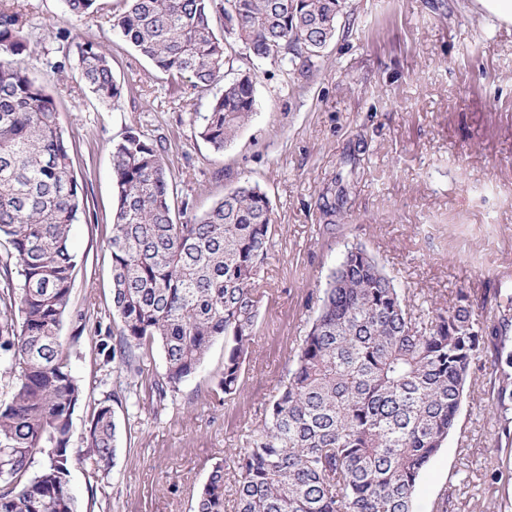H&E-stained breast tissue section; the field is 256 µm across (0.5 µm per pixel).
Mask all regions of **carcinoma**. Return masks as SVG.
<instances>
[{"label": "carcinoma", "mask_w": 512, "mask_h": 512, "mask_svg": "<svg viewBox=\"0 0 512 512\" xmlns=\"http://www.w3.org/2000/svg\"><path fill=\"white\" fill-rule=\"evenodd\" d=\"M73 24L97 0H60ZM341 0H124L112 32L171 85L224 89L200 115L199 137L220 154L254 115L255 73L234 70L237 49L310 68L336 37ZM29 0H0V512H78L70 468L89 486L110 471L116 424L95 401L72 447L71 416L85 394L58 332L77 256L72 224L84 187L72 168L55 97L29 70ZM222 19V32L214 19ZM78 88L104 104L125 88L98 43L76 44ZM165 147L128 128L112 146L114 342L103 364L145 373L140 350L157 343L159 399L194 376L224 341V368L208 392L234 398L258 320V288L275 226L266 193L244 182L198 214L175 220ZM483 341L466 297L416 317L406 295L361 247L349 248L261 427L235 459L237 512H412L416 484L454 429ZM43 462L30 473L35 455ZM194 512H224V467H213Z\"/></svg>", "instance_id": "cac0c4a2"}]
</instances>
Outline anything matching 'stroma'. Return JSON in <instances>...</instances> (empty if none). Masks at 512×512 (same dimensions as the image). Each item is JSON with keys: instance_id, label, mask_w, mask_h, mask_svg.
Returning a JSON list of instances; mask_svg holds the SVG:
<instances>
[{"instance_id": "1", "label": "stroma", "mask_w": 512, "mask_h": 512, "mask_svg": "<svg viewBox=\"0 0 512 512\" xmlns=\"http://www.w3.org/2000/svg\"><path fill=\"white\" fill-rule=\"evenodd\" d=\"M30 69L47 81L73 164L87 192L71 227L79 257L60 331L75 380L95 400L119 381L103 365L100 340L85 332L72 346L73 314L112 324L111 151L127 128L161 140L173 176V207L207 210L243 182L260 186L273 208L272 247L263 265L259 317L242 368L239 394L224 404L208 393L224 368L216 341L203 366L158 399L165 372L159 348L136 397L113 404L112 468L89 487L70 470L80 512H193L215 464H225V512L235 510L232 458L265 418L318 313L328 276L348 248H364L409 304L446 310L466 295L483 325L454 430L423 471L413 512H512V379L497 368L512 350V25L483 18L472 0H344L336 37L299 75L287 64L239 56L256 74L255 115L217 154L197 134L213 90H176L128 43L107 15L120 0H98L97 13L71 29L74 41L98 42L125 94L112 104L79 93L76 66L55 73L47 61L59 43L44 26L58 0H33ZM359 161L340 213L320 197Z\"/></svg>"}]
</instances>
